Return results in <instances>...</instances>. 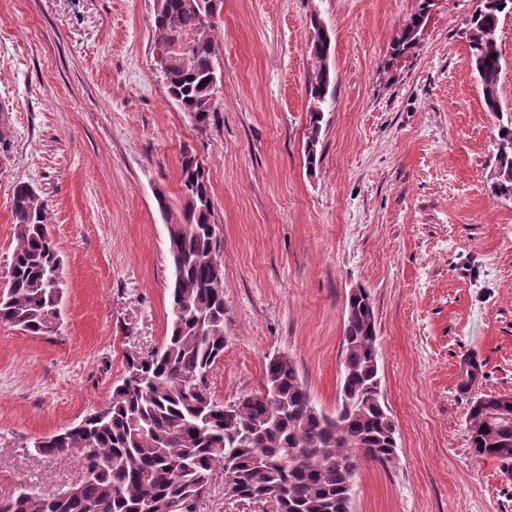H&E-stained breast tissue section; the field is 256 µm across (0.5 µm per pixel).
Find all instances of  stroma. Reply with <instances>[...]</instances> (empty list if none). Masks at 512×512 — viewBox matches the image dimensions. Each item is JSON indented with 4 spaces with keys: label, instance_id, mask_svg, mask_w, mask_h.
Listing matches in <instances>:
<instances>
[{
    "label": "stroma",
    "instance_id": "1",
    "mask_svg": "<svg viewBox=\"0 0 512 512\" xmlns=\"http://www.w3.org/2000/svg\"><path fill=\"white\" fill-rule=\"evenodd\" d=\"M480 0H432L417 46L386 68L419 0H224L223 85L206 131L169 99L154 0H0V270L13 188L31 184L63 262L59 329L0 323V495L68 488L79 459L31 447L103 408L131 353L162 344L168 235L196 155L224 234V356L212 396L258 391L290 358L336 409L346 302L370 295L397 458L363 463L353 512H512V476L467 445L477 399L512 394V196L492 191L512 116V14L501 17L502 114L488 112L466 30ZM334 95L306 163L312 17ZM479 368L463 388L462 358Z\"/></svg>",
    "mask_w": 512,
    "mask_h": 512
}]
</instances>
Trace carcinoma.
Instances as JSON below:
<instances>
[{"label":"carcinoma","mask_w":512,"mask_h":512,"mask_svg":"<svg viewBox=\"0 0 512 512\" xmlns=\"http://www.w3.org/2000/svg\"><path fill=\"white\" fill-rule=\"evenodd\" d=\"M431 0H420L396 32L388 67L413 49ZM223 0H162L154 10V45L168 97L204 131L214 118L218 75L208 16ZM512 0H481L469 21L471 64L489 112L502 113L501 53L496 31ZM315 59L310 100L308 167L317 160L324 109L332 100L331 38L311 18ZM495 156L496 195L512 196V120L500 126ZM181 209L165 194L156 202L166 223L171 267L169 332L160 349L126 358L101 419L90 414L42 438V456L83 458V479L64 493L21 489L0 498V512H196L216 465L226 494L272 503L273 512H352L348 485L364 461L396 458L378 369L377 332L365 290L355 297L343 333L339 378L343 414L314 406L291 360L268 361L259 391L221 403L207 375L224 356L223 240L212 220V192L196 157L181 159ZM17 241L0 298V323L34 336L57 332L61 302L56 280L62 261L50 238L41 196L19 181L13 189ZM469 442L477 457L495 458L512 473V397L489 396L468 412Z\"/></svg>","instance_id":"1"}]
</instances>
